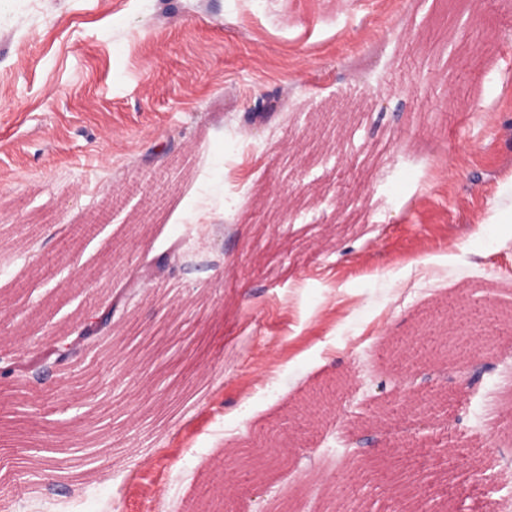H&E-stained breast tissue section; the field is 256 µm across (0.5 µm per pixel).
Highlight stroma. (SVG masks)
Returning <instances> with one entry per match:
<instances>
[{"label":"stroma","instance_id":"stroma-1","mask_svg":"<svg viewBox=\"0 0 512 512\" xmlns=\"http://www.w3.org/2000/svg\"><path fill=\"white\" fill-rule=\"evenodd\" d=\"M149 176L122 251L61 252ZM511 187L512 0H0V512H183L218 477L229 512H399L392 444L439 512H512ZM176 248L177 304L135 286L29 386ZM271 428L300 459L258 484L232 459Z\"/></svg>","mask_w":512,"mask_h":512}]
</instances>
